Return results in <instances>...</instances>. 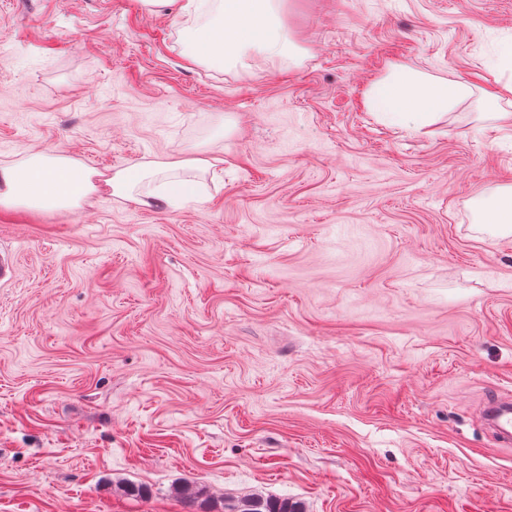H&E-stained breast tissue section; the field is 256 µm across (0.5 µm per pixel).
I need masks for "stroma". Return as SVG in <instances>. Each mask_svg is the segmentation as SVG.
Returning a JSON list of instances; mask_svg holds the SVG:
<instances>
[{"label": "stroma", "mask_w": 512, "mask_h": 512, "mask_svg": "<svg viewBox=\"0 0 512 512\" xmlns=\"http://www.w3.org/2000/svg\"><path fill=\"white\" fill-rule=\"evenodd\" d=\"M287 57L184 55L178 4L0 0V165L203 157L207 203L0 206V512H512V0H283ZM466 81L429 132L392 68ZM468 93L463 82H437L410 69H392L370 84L367 103L371 112L389 124L420 131ZM481 223L497 227L504 235L512 233V185L483 198L478 206ZM512 396L495 394L487 398L481 410V419L488 426L502 448L512 446ZM225 512H305L300 503L288 499L245 497L237 503L224 506Z\"/></svg>", "instance_id": "obj_1"}]
</instances>
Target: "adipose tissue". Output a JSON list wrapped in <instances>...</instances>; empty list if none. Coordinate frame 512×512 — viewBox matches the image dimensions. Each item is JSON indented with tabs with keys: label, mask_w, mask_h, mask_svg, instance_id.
I'll list each match as a JSON object with an SVG mask.
<instances>
[{
	"label": "adipose tissue",
	"mask_w": 512,
	"mask_h": 512,
	"mask_svg": "<svg viewBox=\"0 0 512 512\" xmlns=\"http://www.w3.org/2000/svg\"><path fill=\"white\" fill-rule=\"evenodd\" d=\"M279 6L280 0H185L181 15L190 59L223 68L251 56L288 54L292 42ZM468 93L463 82H437L410 69H394L370 84L367 103L371 112L389 124L419 131ZM161 171V163L147 162L101 175L95 184L90 173L66 158L35 154L24 164L0 166V204L74 208L95 191L132 197L139 183L153 178L158 184L148 192V199L171 204L182 198L205 202L197 183L162 182L158 179Z\"/></svg>",
	"instance_id": "obj_1"
}]
</instances>
